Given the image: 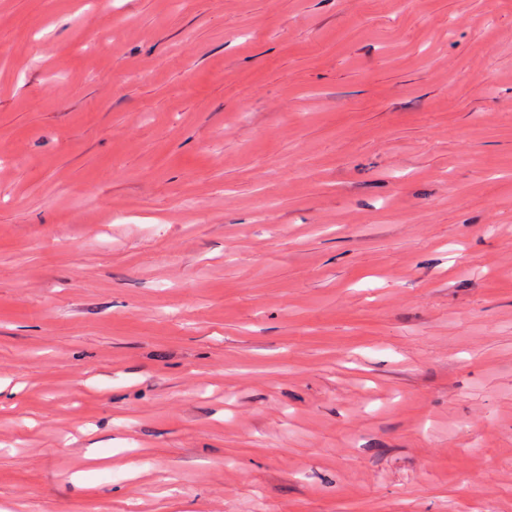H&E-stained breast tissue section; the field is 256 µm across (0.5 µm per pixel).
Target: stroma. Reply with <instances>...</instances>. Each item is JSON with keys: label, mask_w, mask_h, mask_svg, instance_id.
<instances>
[{"label": "stroma", "mask_w": 512, "mask_h": 512, "mask_svg": "<svg viewBox=\"0 0 512 512\" xmlns=\"http://www.w3.org/2000/svg\"><path fill=\"white\" fill-rule=\"evenodd\" d=\"M0 43V512H512V0Z\"/></svg>", "instance_id": "1"}]
</instances>
